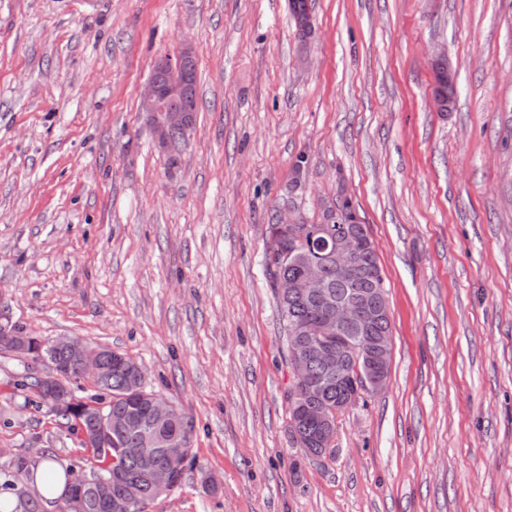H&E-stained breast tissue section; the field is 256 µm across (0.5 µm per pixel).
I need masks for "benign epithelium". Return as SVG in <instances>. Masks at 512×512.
<instances>
[{"label":"benign epithelium","instance_id":"1","mask_svg":"<svg viewBox=\"0 0 512 512\" xmlns=\"http://www.w3.org/2000/svg\"><path fill=\"white\" fill-rule=\"evenodd\" d=\"M195 66V53L191 46H185L179 57L175 60L167 55L155 59L152 74L143 93L142 109L152 125L160 144H172L171 132L179 130L188 135L194 124V115L187 110L169 109L165 102L187 95L192 88L193 70ZM325 220L316 225L311 238L318 239L324 256L334 261L336 280L346 281L350 278L353 268L361 257V240L356 231L346 225L340 224L336 203H326L322 209ZM278 224H302L305 214L298 206L285 203L275 217ZM297 252L301 264L300 275L288 282L279 283V292L286 294L293 292L303 298L316 300L326 304V313L322 321L316 325H300L295 335L299 337L295 360L292 369L295 380L303 387L305 397L314 398L320 393L319 383L312 379L308 370L306 354L311 353L321 359L325 364L336 367V378L344 380L347 375L344 366L347 354L353 355L356 364L363 365L367 391L380 392L387 381L383 371L389 369L392 353V338L380 339L370 353L358 350L353 345L348 350L334 349L328 345L327 339L342 332L353 334L362 333L370 325L374 315L390 317L389 308L380 312L371 309L370 297L366 293H357L348 298L333 301L324 280L322 259L318 252L303 241L293 247ZM11 346L25 350L32 348V353L39 360L45 358L43 346L37 344L33 337L22 332H14L11 336ZM52 347L64 350L78 360L82 374L89 380L97 378L101 372L103 352L92 350L87 343L77 337L61 336L52 341ZM65 371L62 367L50 366L44 380L55 391L54 405L65 408L73 404L69 399L68 387L64 382ZM358 394L357 384L353 383L344 390L342 398L336 406L318 405L306 407L305 414L318 424L320 431L310 442L312 447H323L332 442L335 431V421L338 414L353 406ZM148 401V429L141 448H128L126 453L138 455L146 452L155 436L164 431L174 419V405L157 395L147 398ZM129 421H117L112 416L103 414L94 424V435L104 438L110 434L112 428H124ZM166 455L170 460H176L183 455L185 440L180 436H172L164 442ZM155 496L166 495L173 490V475L170 467L156 466L143 475Z\"/></svg>","mask_w":512,"mask_h":512}]
</instances>
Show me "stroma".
I'll use <instances>...</instances> for the list:
<instances>
[{"label":"stroma","instance_id":"35a3bbf8","mask_svg":"<svg viewBox=\"0 0 512 512\" xmlns=\"http://www.w3.org/2000/svg\"><path fill=\"white\" fill-rule=\"evenodd\" d=\"M0 0V323L141 364L196 460L147 512H512V0ZM196 51V125L162 147L157 56ZM455 76L430 106L434 52ZM296 192L349 195L391 312L385 389L298 454L263 266ZM0 350V449L67 467ZM289 2H291V12L302 43L311 35L312 32L308 0H291Z\"/></svg>","mask_w":512,"mask_h":512}]
</instances>
